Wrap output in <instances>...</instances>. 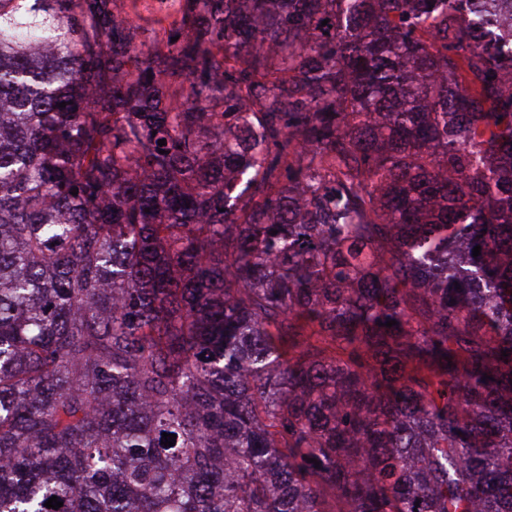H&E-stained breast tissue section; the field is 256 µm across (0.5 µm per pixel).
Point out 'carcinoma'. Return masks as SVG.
I'll return each instance as SVG.
<instances>
[{
    "instance_id": "cac0c4a2",
    "label": "carcinoma",
    "mask_w": 512,
    "mask_h": 512,
    "mask_svg": "<svg viewBox=\"0 0 512 512\" xmlns=\"http://www.w3.org/2000/svg\"><path fill=\"white\" fill-rule=\"evenodd\" d=\"M158 2L0 0V512H512V0Z\"/></svg>"
}]
</instances>
